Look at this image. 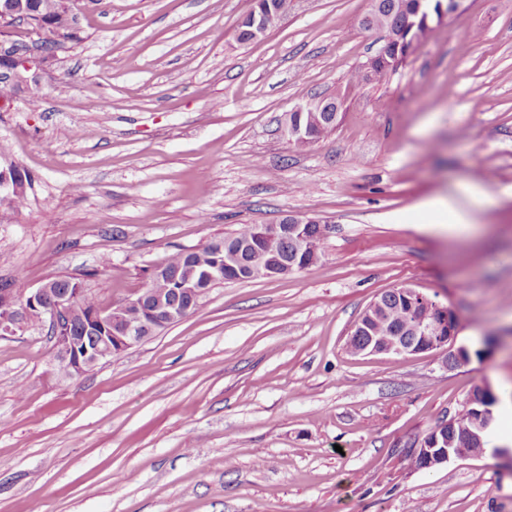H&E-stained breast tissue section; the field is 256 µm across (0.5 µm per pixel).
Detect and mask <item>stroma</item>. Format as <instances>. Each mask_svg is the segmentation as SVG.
<instances>
[{
	"mask_svg": "<svg viewBox=\"0 0 512 512\" xmlns=\"http://www.w3.org/2000/svg\"><path fill=\"white\" fill-rule=\"evenodd\" d=\"M251 6L78 0L41 96L0 112V166L27 177L22 206L0 202L16 291L70 274L109 308L238 225L329 223L315 264L221 284L83 375L59 371L47 323L0 338V512H512V0H466L362 84L385 43L358 25L370 0H289L243 45ZM325 97L335 129L296 149L286 114ZM403 283L487 355L352 354L363 311ZM485 384V454L415 468L410 449ZM272 7L270 9H266L262 13H258L260 11V7L257 6V8L254 10L253 14V20L250 27L251 17H252V11H250L240 22L238 27V34H237V41H241L243 37V30L249 28V39L248 41L240 44H246L250 43L253 40H256L262 36H264L267 32L271 31L277 25L280 23L282 18L285 16V14L288 12V0H272L271 1ZM270 2H268V5H271ZM261 16L263 20V24L265 27V30L262 28L261 25Z\"/></svg>",
	"mask_w": 512,
	"mask_h": 512,
	"instance_id": "1",
	"label": "stroma"
}]
</instances>
